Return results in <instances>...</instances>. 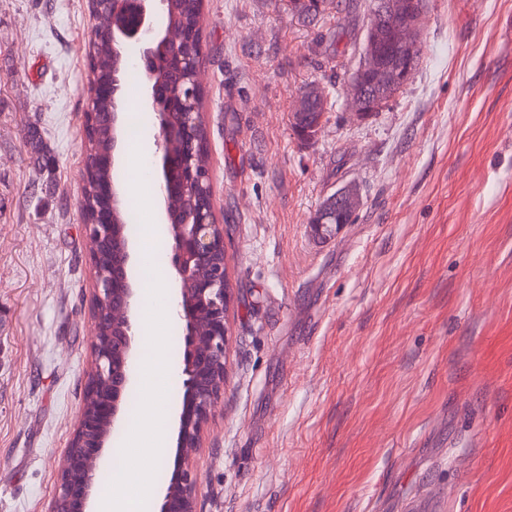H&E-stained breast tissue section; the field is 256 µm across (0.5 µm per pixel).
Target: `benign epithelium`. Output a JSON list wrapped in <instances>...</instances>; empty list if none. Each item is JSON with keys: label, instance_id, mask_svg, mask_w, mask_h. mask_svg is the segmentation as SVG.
<instances>
[{"label": "benign epithelium", "instance_id": "benign-epithelium-1", "mask_svg": "<svg viewBox=\"0 0 512 512\" xmlns=\"http://www.w3.org/2000/svg\"><path fill=\"white\" fill-rule=\"evenodd\" d=\"M107 20L92 30V38L103 37L112 45V112L106 125L112 134L111 150L84 165V180L94 168L114 172L119 166L124 139V99L119 95L118 74L125 62L126 45L140 46L139 65L146 84L142 106L156 113L155 158L161 168L158 200L162 207L170 244V262L176 272L175 316L182 328L183 354L178 370L181 409L178 416L176 472L164 488L158 512H196L199 479L194 456L201 447L203 430L224 394L229 344L228 310L232 288L227 277L228 258L224 249V225L217 223L212 188L207 172L195 163L192 126L197 124L198 93L201 92V44L192 51L170 48L156 27L154 17L166 0H111ZM424 0H384L383 9L374 15L371 30L380 25L390 28V40L371 52L374 57L397 58L398 82L410 81L415 67L414 49L419 42V22ZM166 59L176 71L171 86L155 79L158 62ZM361 77L349 90L351 111L364 119L378 112L387 99L377 95H358ZM171 139L184 142L173 155L166 150ZM204 195L203 203L183 222L176 224L168 210V199L188 187ZM101 192L110 208L97 224L87 225L90 261L94 282L91 302L92 360L85 385L86 394L99 398L95 415L81 412L66 454L57 495L49 512H90L96 491V470L112 435L125 426L126 395L135 366V347L139 340L136 322L138 292L134 288L132 238L116 220V208L124 200L121 185L114 177L101 183ZM211 261L206 277L197 275L200 264Z\"/></svg>", "mask_w": 512, "mask_h": 512}]
</instances>
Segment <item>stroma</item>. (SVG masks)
I'll use <instances>...</instances> for the list:
<instances>
[{
	"instance_id": "35a3bbf8",
	"label": "stroma",
	"mask_w": 512,
	"mask_h": 512,
	"mask_svg": "<svg viewBox=\"0 0 512 512\" xmlns=\"http://www.w3.org/2000/svg\"><path fill=\"white\" fill-rule=\"evenodd\" d=\"M372 0H203L208 173L234 301L197 512H512V0H427L365 120ZM88 0H0V512H48L91 364ZM327 112L304 141L305 84ZM38 130L53 162L28 144ZM356 223L316 237L326 197ZM292 10L303 19L314 20L329 9H337L339 1L335 0H289ZM337 2V3H335ZM362 52H363V58L360 61V64H359V67H358L356 73L360 70L363 63L366 62L368 59L369 30L366 33L364 50H362ZM369 69L377 72V74H378L377 81L380 79V77H381L380 71H378L374 68H371L369 66H363L359 75L356 77L355 80L352 81L350 90H349V100H350L351 111L355 112V114L358 117H360L361 119H364V118L370 116L371 113H373V112H379L382 109V107L389 100V99H385L381 95H377V94H374L375 97L371 96L368 98V94H366L364 91L365 88H366V90H374L376 92H377V90H376L375 86L372 87L369 85V84H375V81H372V79L367 76H364L366 79V85H368V86L363 88V97L360 98L359 95L356 93V87L361 86V74L364 75L366 70H369Z\"/></svg>"
}]
</instances>
